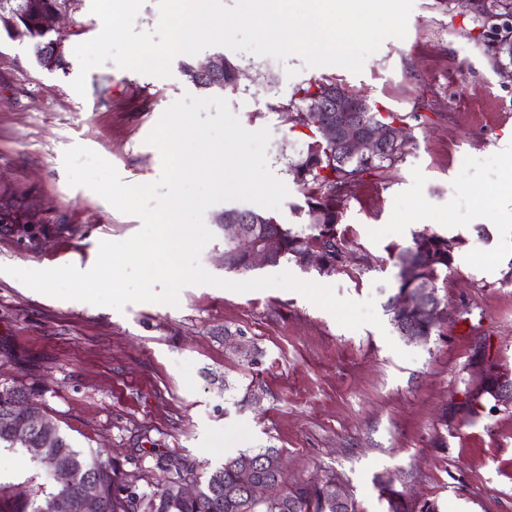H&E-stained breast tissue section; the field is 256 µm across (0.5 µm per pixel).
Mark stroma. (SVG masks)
Here are the masks:
<instances>
[{"label":"stroma","mask_w":512,"mask_h":512,"mask_svg":"<svg viewBox=\"0 0 512 512\" xmlns=\"http://www.w3.org/2000/svg\"><path fill=\"white\" fill-rule=\"evenodd\" d=\"M478 32L460 0H414L406 37L386 39L358 73L308 67L296 56L232 55L245 76L221 96L246 129H269L267 163L289 191L278 217L297 231L307 228L304 198L285 158L304 142L284 109L296 87L333 79L392 111L427 117L409 123L403 160L358 183L346 205L343 224L352 249L368 258L363 266L330 276L285 262L227 270L218 218L250 204L224 201L205 213L214 238L200 263L210 274L243 281L286 270L341 297L374 299L381 327L357 330L294 290L189 285L178 306L131 303L119 312L52 298L5 274L8 266H91L100 241L139 231L138 217L68 185L63 153L82 145L123 182H156L161 156L146 138L174 102L206 96L183 65L218 49L177 56L163 78L106 62L88 73L81 96L71 86L75 41L65 67L49 70L30 43L1 33L0 185L32 191L59 221L28 247L0 229V381L43 379L51 423L75 448L100 449L128 471L180 454L206 477L227 457L278 448L291 480L335 475L360 512H386L385 480L435 500L439 512H512V410L468 400L482 356L512 370V236L501 231L512 222V194L500 189L512 76L496 67ZM426 228L462 245L438 291L448 321L419 343L397 335L387 311L400 272L388 248L411 244ZM228 328L262 351L260 365L225 343ZM27 455L17 448L0 456V494L50 487L37 462L16 472Z\"/></svg>","instance_id":"stroma-1"}]
</instances>
